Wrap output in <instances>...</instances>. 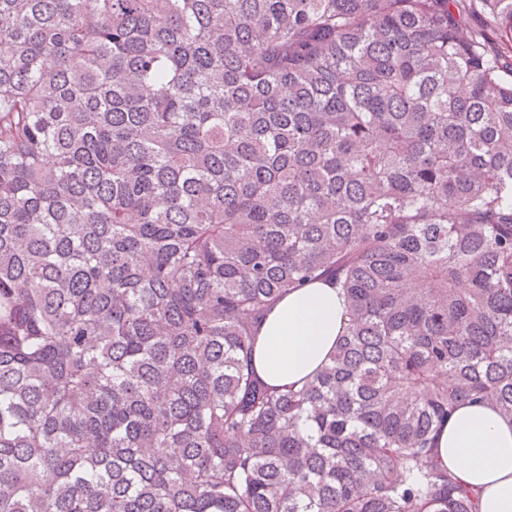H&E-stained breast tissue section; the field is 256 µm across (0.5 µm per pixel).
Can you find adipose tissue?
<instances>
[{"label":"adipose tissue","instance_id":"1","mask_svg":"<svg viewBox=\"0 0 512 512\" xmlns=\"http://www.w3.org/2000/svg\"><path fill=\"white\" fill-rule=\"evenodd\" d=\"M346 320L345 302L330 282L291 291L259 325L255 373L272 386L304 383L333 350ZM437 444L438 462L475 494L478 512H512V421L492 404H463Z\"/></svg>","mask_w":512,"mask_h":512}]
</instances>
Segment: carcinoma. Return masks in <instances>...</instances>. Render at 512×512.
<instances>
[{"mask_svg":"<svg viewBox=\"0 0 512 512\" xmlns=\"http://www.w3.org/2000/svg\"><path fill=\"white\" fill-rule=\"evenodd\" d=\"M495 40L512 0H0V512H477L433 448L512 420ZM317 279L347 327L272 388ZM344 299L328 281L295 289L265 314L252 357L271 386H300L336 345L347 320Z\"/></svg>","mask_w":512,"mask_h":512,"instance_id":"carcinoma-1","label":"carcinoma"}]
</instances>
